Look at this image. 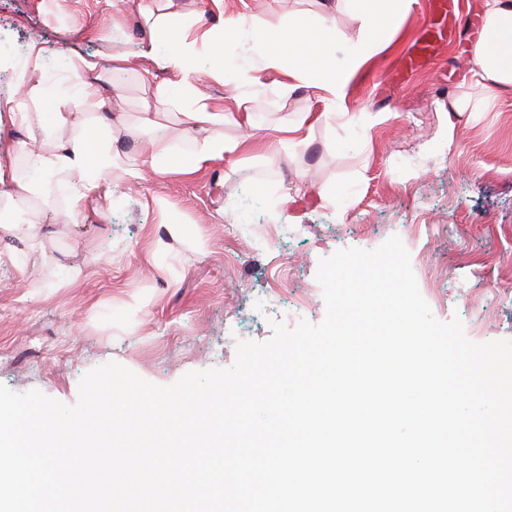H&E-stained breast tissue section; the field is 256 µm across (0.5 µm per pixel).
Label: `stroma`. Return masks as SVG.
<instances>
[{
    "instance_id": "stroma-1",
    "label": "stroma",
    "mask_w": 512,
    "mask_h": 512,
    "mask_svg": "<svg viewBox=\"0 0 512 512\" xmlns=\"http://www.w3.org/2000/svg\"><path fill=\"white\" fill-rule=\"evenodd\" d=\"M41 0H0V36L81 54L116 55L122 40L86 39L109 16L107 0H64L45 19ZM316 0H224L228 16L267 24L313 12ZM485 0H454L452 17L417 0L396 21L390 44L352 86L354 111L385 114L358 140L344 119L317 124L306 148L264 163L245 151L237 169L220 163L193 177L114 173L113 201L100 219L37 225L17 262L0 266V385L37 390L71 405L91 370L118 363L144 380L170 385L193 371L228 368L239 341L273 336V322L295 328L326 313L316 275L337 251L373 250L399 237L434 317L459 318L476 343L512 339V92L470 86L468 61ZM432 55L404 81L393 75L424 39ZM165 78L113 66L123 97L114 136H128L144 105L160 136L182 139ZM267 74L259 86L203 80L214 99L238 94L263 137L309 104L298 92L281 108ZM489 98L482 112L448 123V102ZM81 268L68 278V267Z\"/></svg>"
}]
</instances>
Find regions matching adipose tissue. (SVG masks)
Returning <instances> with one entry per match:
<instances>
[{
    "instance_id": "adipose-tissue-1",
    "label": "adipose tissue",
    "mask_w": 512,
    "mask_h": 512,
    "mask_svg": "<svg viewBox=\"0 0 512 512\" xmlns=\"http://www.w3.org/2000/svg\"><path fill=\"white\" fill-rule=\"evenodd\" d=\"M415 2L321 0L319 11L288 16L276 26L240 13L225 18L222 28L209 27L192 37L184 31L194 28L195 21L183 17L176 0H165V10L158 14L142 8L152 23L138 27L127 40L135 47V57L150 64L143 77H150L155 68L165 73L167 90L183 117V136L193 142L187 152L157 136L148 115L132 134L130 146L116 144L112 122L121 97L103 94L93 102L96 115L86 113L88 90L108 83L109 66L77 52L62 59L43 44L29 43L10 91L0 96V128L38 127L43 148L32 154L33 172L27 179L0 165V196L20 206L23 214L21 221L0 225V265L16 261L6 240H27L41 218L42 206L31 201L36 182L58 179L66 215L85 220L97 213L98 199L112 198V175L117 171L192 176L216 163L234 161L250 146L275 162L277 150L271 142L249 145L220 134L197 138L203 125L223 124L226 109L225 103L198 91L200 76L221 81L238 72L257 84L264 74L274 73L280 77L279 99L284 104L297 90L313 91L325 111L297 113L285 127L289 145H308L317 123L334 113L348 114L353 78L388 45L394 21L409 14ZM340 11L358 23L357 39L344 38L337 30ZM468 72L474 86L512 91V0H486L484 35L472 48Z\"/></svg>"
}]
</instances>
